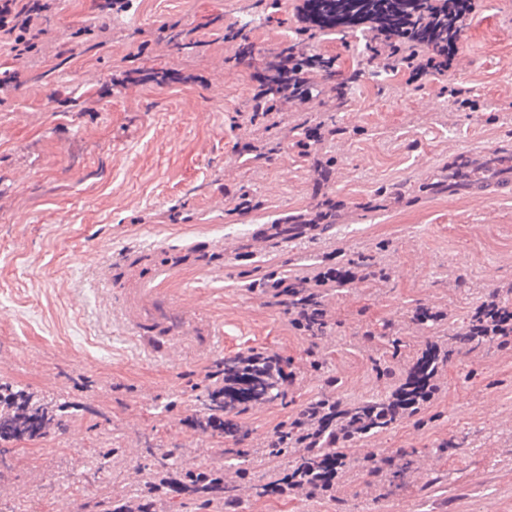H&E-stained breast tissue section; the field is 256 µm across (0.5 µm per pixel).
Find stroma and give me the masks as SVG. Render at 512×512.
<instances>
[{"label": "stroma", "mask_w": 512, "mask_h": 512, "mask_svg": "<svg viewBox=\"0 0 512 512\" xmlns=\"http://www.w3.org/2000/svg\"><path fill=\"white\" fill-rule=\"evenodd\" d=\"M304 0H130L101 16L96 0H54L44 32L23 58L0 46V379L48 398L106 409L84 415L45 443H20L0 473V512H104L98 484L126 491L146 460L139 438L182 450L183 468H212L224 447L183 421L195 413L202 366L250 352L287 358L296 374L286 398L239 415L246 447L261 448L275 425L326 395L353 403L385 398L428 339L465 327L495 287L512 282V191L427 195L424 183L450 160L512 149V0H478L447 74L408 84L406 71L355 84L344 110L318 98L281 107L265 157L239 156L255 137L247 119L254 82L236 64L224 27L243 25L257 61L295 40ZM189 33L174 47L171 25ZM362 35L336 28L312 42L338 71L366 67ZM479 104L454 105L450 89ZM333 122L335 137L295 143L302 121ZM336 161L330 190L349 206L331 236L256 247L260 232L311 203L313 158ZM404 205L358 216L378 192ZM244 194L256 209L230 210ZM237 244L225 256V240ZM187 254L169 289L215 336L173 337L155 354L120 317L121 300L158 258ZM372 254L388 282L329 292L336 323L311 342L250 283L270 271L313 275L327 254ZM212 264L200 262V255ZM119 274L98 287L97 267ZM447 317L422 328L413 309ZM317 349L321 371L308 367ZM427 408L352 445L415 454L422 467L379 496L366 472L345 471L334 498L244 496L234 512H512V353L495 345L455 356ZM463 440L441 451L444 440ZM118 449L121 475L101 466Z\"/></svg>", "instance_id": "1"}]
</instances>
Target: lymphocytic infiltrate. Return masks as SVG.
Masks as SVG:
<instances>
[{"instance_id":"obj_1","label":"lymphocytic infiltrate","mask_w":512,"mask_h":512,"mask_svg":"<svg viewBox=\"0 0 512 512\" xmlns=\"http://www.w3.org/2000/svg\"><path fill=\"white\" fill-rule=\"evenodd\" d=\"M49 8V0H0V44L16 52L27 39L38 38L37 21ZM455 52V47L444 40L429 46L418 61L406 64L409 82L420 83L429 77L447 73ZM320 72L331 80V90L337 99H345L355 81L354 76L336 74L335 70L328 68L321 55L298 48L291 51L280 48L263 69L254 74L257 82L253 93L254 116H269L286 101L299 106L307 104L314 97L310 78ZM312 168V195L317 203L298 216L300 227L305 231L317 229L325 212L330 211L340 217L347 208L344 201L326 194L335 174L334 168L318 159L314 160ZM376 277L370 265L355 264L318 273L309 287L302 286L291 275L276 277L275 292L291 324L313 338L318 330L328 328L333 320L322 300L321 289L356 282L368 283L375 281ZM506 293L512 294V284L504 286L502 291L492 292L476 306L468 325L453 334L449 348H442L435 341H425L417 359L406 368L403 382L391 391L382 410L354 412L341 400L324 397L303 406L293 421L297 433L293 451L299 458L316 459L319 471L313 474L289 469L281 486L270 488V496H279L285 487L292 491L306 490L313 496L333 491L344 473L346 448L367 437L373 420L382 416L395 424L417 414L422 406L433 400L440 390L439 359L448 360L463 352L474 353L484 343L511 349L512 306L502 299Z\"/></svg>"}]
</instances>
